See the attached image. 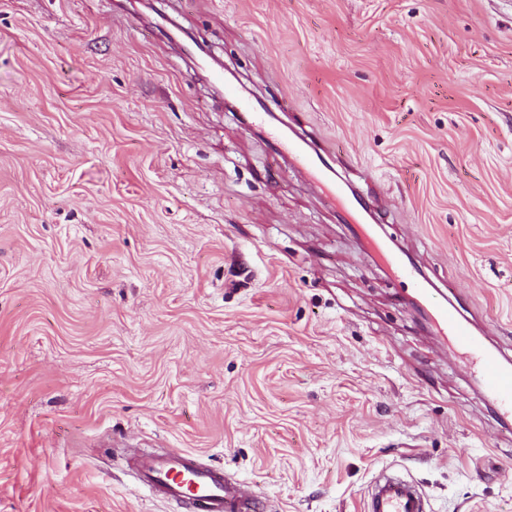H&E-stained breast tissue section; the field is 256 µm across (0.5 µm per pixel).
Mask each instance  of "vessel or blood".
<instances>
[{
  "instance_id": "1",
  "label": "vessel or blood",
  "mask_w": 512,
  "mask_h": 512,
  "mask_svg": "<svg viewBox=\"0 0 512 512\" xmlns=\"http://www.w3.org/2000/svg\"><path fill=\"white\" fill-rule=\"evenodd\" d=\"M212 79L224 87L247 124L263 129L277 152L291 157L325 189L342 212L344 223L363 240L370 258L383 262L396 279L409 283L411 298L423 310L438 336L459 353L478 379L486 406L503 422L512 421V359L487 333L475 327L474 316L441 295L421 274L409 254L393 249L378 237L376 224L383 208L376 193L363 194L343 181L313 141L292 138L271 124V116L225 83L221 70ZM135 477L150 494L184 503L189 512H259L261 504L244 485L229 481L222 470L203 466L196 452H145L131 462ZM364 512H427L417 486L404 478L380 473L364 500Z\"/></svg>"
}]
</instances>
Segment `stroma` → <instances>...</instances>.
<instances>
[{"mask_svg":"<svg viewBox=\"0 0 512 512\" xmlns=\"http://www.w3.org/2000/svg\"><path fill=\"white\" fill-rule=\"evenodd\" d=\"M162 16L512 355V0H0V512H182L122 439L262 512H363L388 468L512 512V429Z\"/></svg>","mask_w":512,"mask_h":512,"instance_id":"35a3bbf8","label":"stroma"}]
</instances>
